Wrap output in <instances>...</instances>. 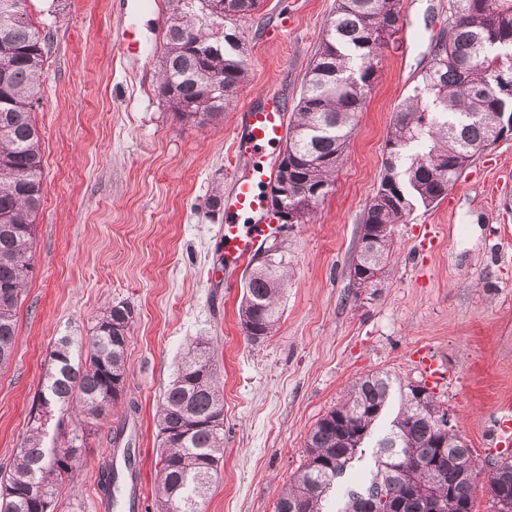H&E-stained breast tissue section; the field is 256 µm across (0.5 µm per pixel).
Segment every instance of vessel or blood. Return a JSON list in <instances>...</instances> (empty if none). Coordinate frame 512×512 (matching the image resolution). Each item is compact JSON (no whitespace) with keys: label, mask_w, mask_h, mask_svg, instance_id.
I'll list each match as a JSON object with an SVG mask.
<instances>
[{"label":"vessel or blood","mask_w":512,"mask_h":512,"mask_svg":"<svg viewBox=\"0 0 512 512\" xmlns=\"http://www.w3.org/2000/svg\"><path fill=\"white\" fill-rule=\"evenodd\" d=\"M245 122L241 148L249 154L252 168L235 180L224 202V265L231 270L244 264L279 231L271 222L260 185L274 177L264 157L267 148L283 137L286 108L277 94H266L247 110Z\"/></svg>","instance_id":"b4317fda"}]
</instances>
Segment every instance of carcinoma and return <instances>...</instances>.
I'll list each match as a JSON object with an SVG mask.
<instances>
[{
	"label": "carcinoma",
	"mask_w": 512,
	"mask_h": 512,
	"mask_svg": "<svg viewBox=\"0 0 512 512\" xmlns=\"http://www.w3.org/2000/svg\"><path fill=\"white\" fill-rule=\"evenodd\" d=\"M166 0L160 74L154 92L183 121L205 124L223 114L248 71L241 39L224 32L223 51L210 52L217 34L237 18L253 15L260 0ZM0 0V369L13 355L18 304L34 273L35 217L43 200L41 139L34 112L41 101L49 37L39 36L26 8ZM404 0H336L318 49L304 75L285 135L292 167L288 208L302 223L314 216L333 185L336 169L378 79L383 51L395 41ZM421 81L398 106L387 131V157L378 188L361 216L360 233L372 242L353 261L350 275L365 288L382 275L394 250V225L418 207L448 195L477 150L497 141L512 117V0H450L448 23L431 45ZM269 265L251 268L239 308L250 342L275 334L280 301L288 284L286 246L273 245ZM133 309L125 302L99 318L86 349L61 336L50 353L44 389L32 405L28 434L12 464L0 469V512H55L58 482L77 467L85 428L69 419L78 404L91 419L108 415L123 395L126 352ZM398 410L385 420L393 401ZM59 414L57 442L45 443L42 409ZM448 415L420 382H394L387 374L355 380L338 404L311 429L306 459L277 498L276 512H324L336 478L376 448L374 469L362 492H350L338 512H432L455 490L458 512H473L477 478L483 473L456 432H439ZM160 483L157 512H203L207 490L224 458V395L208 341L193 340L163 393L157 410ZM71 455V468L54 467ZM431 464L444 481L413 469ZM486 490L496 502L497 486L512 484V460L489 461ZM114 462L101 467L98 489L104 503L116 502Z\"/></svg>",
	"instance_id": "1"
}]
</instances>
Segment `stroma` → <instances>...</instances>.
<instances>
[{"label":"stroma","mask_w":512,"mask_h":512,"mask_svg":"<svg viewBox=\"0 0 512 512\" xmlns=\"http://www.w3.org/2000/svg\"><path fill=\"white\" fill-rule=\"evenodd\" d=\"M142 3L131 19L119 0H27L39 32L51 35L34 114L45 196L16 348L0 371V467L26 433L55 339L90 336L119 302L134 311L125 394L141 406L145 512H156V407L200 336L224 391V459L204 512H275L305 460L309 430L348 386L372 373L424 380L426 351L450 372L429 387L478 462L512 457V138L478 153L437 205L395 225V251L372 287L350 277L387 129L429 63L448 0H404L398 41L382 55L329 195L313 223L285 235L283 314L259 344L239 323L247 270H224V212L211 197L230 193L252 165L235 151L247 107L269 92L295 106L335 0H264L237 20L247 81L203 126L179 120L153 91L164 12L158 0ZM130 23L142 46L135 54L118 37ZM122 413L114 406L88 436L58 486L57 512H95L109 429Z\"/></svg>","instance_id":"35a3bbf8"}]
</instances>
